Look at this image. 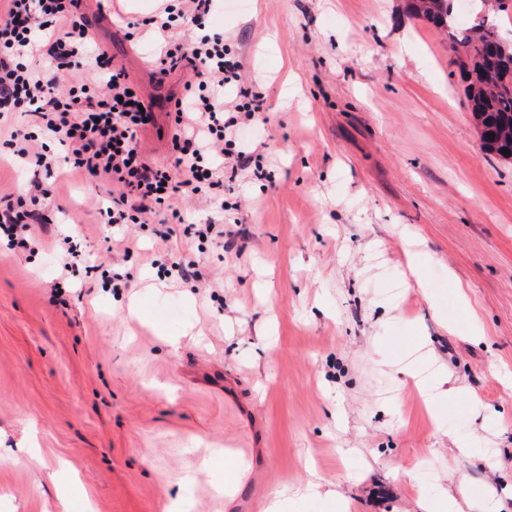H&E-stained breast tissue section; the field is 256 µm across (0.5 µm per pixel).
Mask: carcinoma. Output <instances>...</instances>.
<instances>
[{"instance_id":"carcinoma-1","label":"carcinoma","mask_w":512,"mask_h":512,"mask_svg":"<svg viewBox=\"0 0 512 512\" xmlns=\"http://www.w3.org/2000/svg\"><path fill=\"white\" fill-rule=\"evenodd\" d=\"M457 0H408L409 11L429 28L449 37L457 54L460 77L478 127L485 130L483 148L512 159V32L504 36L485 17L461 25ZM494 134L489 138L488 134ZM511 150L504 155L502 149Z\"/></svg>"}]
</instances>
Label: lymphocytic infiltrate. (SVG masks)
<instances>
[{
  "mask_svg": "<svg viewBox=\"0 0 512 512\" xmlns=\"http://www.w3.org/2000/svg\"><path fill=\"white\" fill-rule=\"evenodd\" d=\"M0 11V123L21 112L26 126L11 129L0 147L51 171L67 164L84 177L108 184L100 214L117 231L132 224L167 220L203 239L223 235V225L185 223L178 200L199 197L224 207V183L254 162L244 148L245 121H258L261 104L242 86L240 62L222 34L187 42L178 31L208 15L210 0H164L142 27L156 45V74L189 63L195 83L174 102L173 167L156 165L139 146L155 120L109 53L92 49L80 13L81 0H6ZM45 66H38V59ZM237 85L228 106L226 86ZM37 199L0 203V248H26L36 241Z\"/></svg>",
  "mask_w": 512,
  "mask_h": 512,
  "instance_id": "lymphocytic-infiltrate-1",
  "label": "lymphocytic infiltrate"
}]
</instances>
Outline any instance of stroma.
<instances>
[{
    "mask_svg": "<svg viewBox=\"0 0 512 512\" xmlns=\"http://www.w3.org/2000/svg\"><path fill=\"white\" fill-rule=\"evenodd\" d=\"M236 2L188 34L240 58L267 177L226 184L225 214L178 204L223 238L118 240L106 187L0 158V198L54 189L44 245L0 253V512H61L74 481L72 512H263L311 478L331 496L283 512H512V161L483 150L448 38L407 0ZM157 7L83 14L152 103L140 144L165 163L192 73L157 80L130 35ZM67 235L123 283L61 276Z\"/></svg>",
    "mask_w": 512,
    "mask_h": 512,
    "instance_id": "obj_1",
    "label": "stroma"
}]
</instances>
